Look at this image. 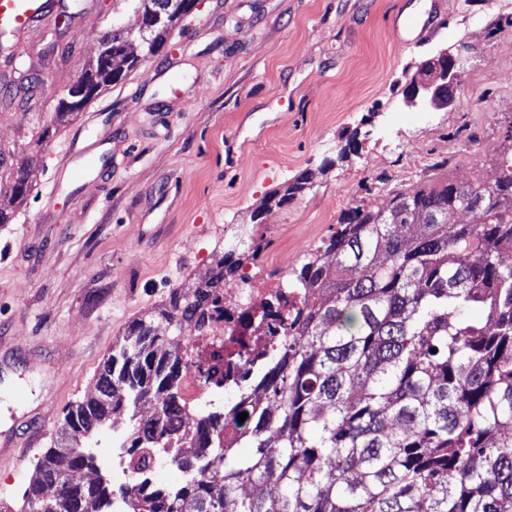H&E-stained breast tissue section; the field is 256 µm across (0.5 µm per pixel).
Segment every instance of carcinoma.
<instances>
[{"mask_svg": "<svg viewBox=\"0 0 512 512\" xmlns=\"http://www.w3.org/2000/svg\"><path fill=\"white\" fill-rule=\"evenodd\" d=\"M155 23L138 33L154 55L196 0H135ZM130 33L114 28L97 60L58 102L59 121L134 68ZM30 168L3 190L0 224L28 193ZM337 229L287 274L298 301L293 334L271 346L263 370L216 418L196 419L182 456L172 422L180 394L184 326L209 329L220 291L261 243L239 238L209 276L176 288L130 324L96 382L97 398L68 407L65 442L38 461L24 512H512V175L489 184L444 182L379 205L345 210ZM214 346L203 376L253 364L243 340ZM150 401L152 418L138 416ZM130 412L129 494L96 468L97 437ZM248 413L247 423L238 422ZM184 480L148 489L157 458Z\"/></svg>", "mask_w": 512, "mask_h": 512, "instance_id": "1", "label": "carcinoma"}]
</instances>
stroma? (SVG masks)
Returning a JSON list of instances; mask_svg holds the SVG:
<instances>
[{
	"instance_id": "35a3bbf8",
	"label": "stroma",
	"mask_w": 512,
	"mask_h": 512,
	"mask_svg": "<svg viewBox=\"0 0 512 512\" xmlns=\"http://www.w3.org/2000/svg\"><path fill=\"white\" fill-rule=\"evenodd\" d=\"M29 39L32 77L0 67V150L31 189L0 224V440L44 419L53 447L66 408L128 324L202 280L224 227L262 245L266 283L299 267L351 207L446 181H493L512 147V0H198L155 55L64 124V90L130 0ZM440 21L433 33L428 20ZM463 53L456 100L404 89L426 63ZM111 152L96 150L103 132ZM313 177L287 204L252 212ZM35 456L0 447V503L19 512Z\"/></svg>"
}]
</instances>
